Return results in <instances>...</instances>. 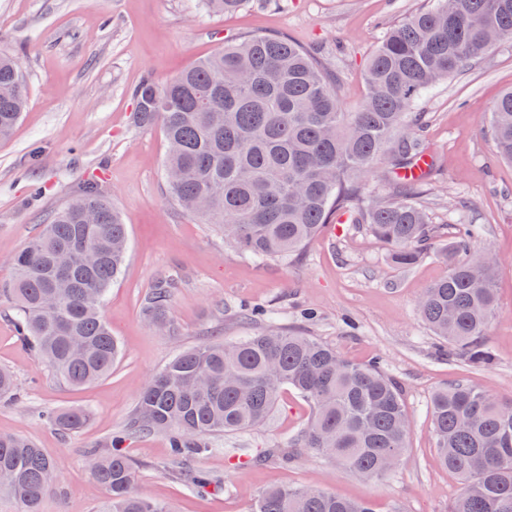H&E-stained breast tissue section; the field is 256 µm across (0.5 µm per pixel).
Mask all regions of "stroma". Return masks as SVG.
I'll return each mask as SVG.
<instances>
[{
  "label": "stroma",
  "instance_id": "obj_1",
  "mask_svg": "<svg viewBox=\"0 0 512 512\" xmlns=\"http://www.w3.org/2000/svg\"><path fill=\"white\" fill-rule=\"evenodd\" d=\"M429 0H246L231 14H212L199 0H0V52L22 62L28 106L12 136L0 141V285L11 260L44 219L86 183L97 184L123 213L130 247L121 280L103 313L124 354L104 379L83 389L59 381L18 340L11 310L0 305V366L13 371L17 398L0 404V431L22 435L61 464L62 496L41 512H97L105 490L89 475V453L122 452L138 466V489L174 512H251L273 486H318L377 512H448L458 479L444 469L431 429L430 400L462 380L512 401V164L502 162L489 131V112L512 87V43L425 92L423 139L433 161L426 208L435 224H480L477 244L506 265L497 283L498 310L484 338L493 366L474 370L439 355L438 339L418 315L417 295L447 266L423 256L402 268L388 247L354 224L327 225L291 264L258 263L225 246L212 225L176 210L163 178L166 146L160 128L134 125L131 92L146 77L165 80L251 35H277L316 49L320 69L335 82L345 111L362 103L371 52L394 23ZM179 274L172 296L175 334L142 317L157 282ZM272 311L280 328L298 329L336 347L356 363L379 362L401 386L413 428L408 453L386 478L370 480L291 442L311 416L310 405L283 390L261 427L214 438L197 467L220 482L191 488L171 463L163 433L125 436L138 392L178 352L208 341H233L265 328L245 310ZM88 409L89 424L65 433L42 414ZM284 448L287 460L266 456Z\"/></svg>",
  "mask_w": 512,
  "mask_h": 512
}]
</instances>
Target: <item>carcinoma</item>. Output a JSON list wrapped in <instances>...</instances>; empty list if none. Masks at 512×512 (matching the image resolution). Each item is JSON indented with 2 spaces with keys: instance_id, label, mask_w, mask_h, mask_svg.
I'll use <instances>...</instances> for the list:
<instances>
[{
  "instance_id": "obj_1",
  "label": "carcinoma",
  "mask_w": 512,
  "mask_h": 512,
  "mask_svg": "<svg viewBox=\"0 0 512 512\" xmlns=\"http://www.w3.org/2000/svg\"><path fill=\"white\" fill-rule=\"evenodd\" d=\"M211 13L245 0H200ZM512 42V0H437L392 25L365 70L366 98L345 112L310 52L291 40L252 35L159 82L134 90L136 124L160 126L167 145L169 200L253 260L289 263L333 215L344 214L385 243L391 261L414 265L441 233L418 203L433 165L415 102L429 89L497 44ZM27 105L19 58L0 55V140L8 139ZM490 133L498 156L512 162V89L493 104ZM381 175L390 192L376 197L368 180ZM438 254L448 274L421 294L420 318L474 369L496 357L483 342L496 315L500 260L475 247L481 230L458 224ZM128 250L127 225L112 201L86 186L46 219L13 257L14 277L0 287L20 341L65 385L80 388L112 372L119 342L102 315ZM176 277L143 298V318L175 333L169 315ZM312 406L292 447L331 458L381 479L401 461L413 421L400 385L376 364H357L311 336L270 323L254 335L204 343L176 355L139 393L125 432L169 433L171 458L189 462L211 438L253 429L274 410L283 387ZM15 399L13 373L0 367V402ZM432 433L441 465L459 491L448 512H512V403L462 382L431 399ZM67 432L83 429L82 408L43 414ZM90 474L107 496L98 512H172L136 490L137 471L124 453L92 455ZM59 462L32 441L0 432V496L41 512L62 494ZM252 512H376L306 486L272 488Z\"/></svg>"
}]
</instances>
